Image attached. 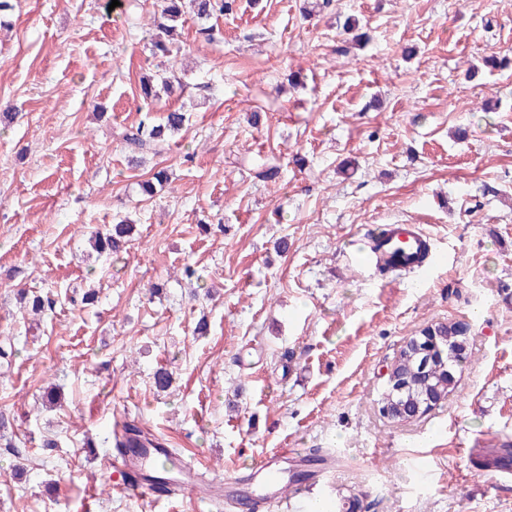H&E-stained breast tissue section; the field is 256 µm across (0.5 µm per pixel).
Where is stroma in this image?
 Returning a JSON list of instances; mask_svg holds the SVG:
<instances>
[{
  "instance_id": "obj_1",
  "label": "stroma",
  "mask_w": 512,
  "mask_h": 512,
  "mask_svg": "<svg viewBox=\"0 0 512 512\" xmlns=\"http://www.w3.org/2000/svg\"><path fill=\"white\" fill-rule=\"evenodd\" d=\"M10 2L0 512H224L124 496L125 421L212 481L319 448L332 499L370 512H512V473L469 462L476 442L512 437V0H335L309 16L303 0H236L184 16L173 64L151 54L149 0ZM171 72L183 88L157 107L190 121L132 165L118 133L147 112L140 79ZM262 163L275 181L254 178ZM161 168L169 184L144 196ZM123 218L127 251H93ZM384 224L419 225L433 262L362 263ZM22 290L61 302L35 318ZM448 320L471 325L453 393L421 418L381 416L387 364Z\"/></svg>"
}]
</instances>
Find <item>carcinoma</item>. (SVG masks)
Returning a JSON list of instances; mask_svg holds the SVG:
<instances>
[{
    "instance_id": "cac0c4a2",
    "label": "carcinoma",
    "mask_w": 512,
    "mask_h": 512,
    "mask_svg": "<svg viewBox=\"0 0 512 512\" xmlns=\"http://www.w3.org/2000/svg\"><path fill=\"white\" fill-rule=\"evenodd\" d=\"M180 0H156L151 16L156 30L152 39V53L168 56L177 22L181 19ZM195 15L200 20L224 14L226 0H193ZM188 121L186 112L167 108L161 122H142L125 130L121 135L123 146L133 154L150 152L157 155L163 151L165 135L174 134ZM129 224L122 221L111 233L97 235L92 248L99 254L120 253L126 244ZM470 324L462 321L436 322L425 327L419 335L409 338L419 353L402 347L390 362L391 376L401 384L402 390L393 389L390 380H385L382 394L390 399L379 406V411H389L390 419L406 421L429 414L437 404L448 398L457 385V374L468 359ZM473 464L484 471L506 473L512 471V439L506 437L493 448H475Z\"/></svg>"
}]
</instances>
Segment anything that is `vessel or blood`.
Wrapping results in <instances>:
<instances>
[{
  "instance_id": "1",
  "label": "vessel or blood",
  "mask_w": 512,
  "mask_h": 512,
  "mask_svg": "<svg viewBox=\"0 0 512 512\" xmlns=\"http://www.w3.org/2000/svg\"><path fill=\"white\" fill-rule=\"evenodd\" d=\"M370 251L376 259L394 257L402 268L418 270L425 266V258L431 253V241L418 225L390 224L373 235ZM170 454V449L159 441L122 449L112 460L119 486L131 496L155 494L154 465ZM291 455V449H277L272 456L253 461L247 475H231L216 485L202 481L189 466L174 467L170 470L169 491L195 500H207L217 494L233 512H265L270 502L281 498L285 485L283 465Z\"/></svg>"
}]
</instances>
